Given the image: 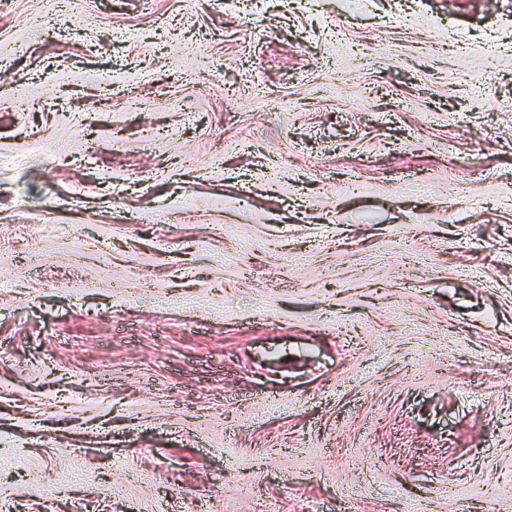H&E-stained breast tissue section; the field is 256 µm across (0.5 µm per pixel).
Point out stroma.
<instances>
[{"label":"stroma","mask_w":512,"mask_h":512,"mask_svg":"<svg viewBox=\"0 0 512 512\" xmlns=\"http://www.w3.org/2000/svg\"><path fill=\"white\" fill-rule=\"evenodd\" d=\"M0 512H512V0H0Z\"/></svg>","instance_id":"35a3bbf8"}]
</instances>
